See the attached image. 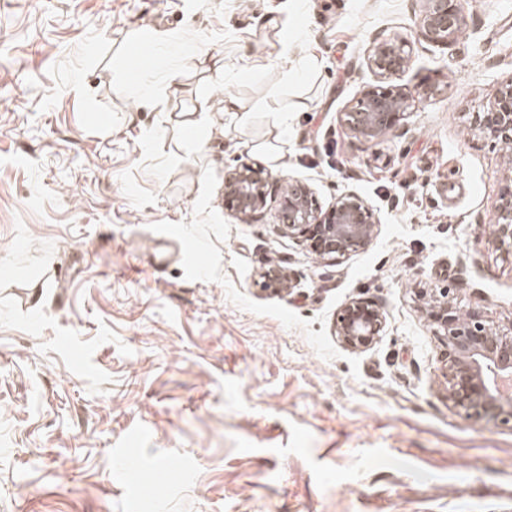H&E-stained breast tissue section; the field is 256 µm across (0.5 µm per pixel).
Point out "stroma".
Returning a JSON list of instances; mask_svg holds the SVG:
<instances>
[{"instance_id": "1", "label": "stroma", "mask_w": 512, "mask_h": 512, "mask_svg": "<svg viewBox=\"0 0 512 512\" xmlns=\"http://www.w3.org/2000/svg\"><path fill=\"white\" fill-rule=\"evenodd\" d=\"M462 5L434 43L422 0H0V512H512V428L449 407L417 296L512 324V167L471 130L512 0ZM378 38L411 106L366 142L342 114ZM257 164L365 198L371 244L320 261L275 194L232 217ZM271 262L291 290L257 286ZM352 297L386 315L365 352L333 334ZM276 183L277 178L261 165L231 170L224 178L225 207L237 220L245 222L266 204ZM493 242L502 250L512 253V189L500 199L498 217L492 230Z\"/></svg>"}]
</instances>
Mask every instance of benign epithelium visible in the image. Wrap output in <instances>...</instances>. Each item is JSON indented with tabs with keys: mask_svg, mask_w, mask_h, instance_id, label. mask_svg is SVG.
<instances>
[{
	"mask_svg": "<svg viewBox=\"0 0 512 512\" xmlns=\"http://www.w3.org/2000/svg\"><path fill=\"white\" fill-rule=\"evenodd\" d=\"M421 24L426 37L438 43L466 30L460 0H423ZM410 57L403 45L382 40L372 47L368 66L379 79L404 70ZM409 108L408 97L397 87L367 90L356 106L344 113V125L359 139L374 141L392 131ZM473 130L493 141L512 157V81L501 86L494 104L476 115ZM278 183L265 167H242L224 178V202L231 215L247 221L266 204ZM378 224L372 206L363 197L344 193L324 210L312 189L299 181L288 183L278 208V229L307 245L317 257L338 262L366 249ZM493 242L512 253V189L500 199L492 230ZM261 288L273 293L291 288L283 269L260 272ZM425 313L434 335L444 347L442 376L448 383V405L475 424L488 428L512 427V398L500 390L503 379L512 381V325L486 323L474 314H463L448 301L443 289L427 301ZM383 310L366 298L352 297L339 309L334 324L337 341L351 351L372 348L384 332Z\"/></svg>",
	"mask_w": 512,
	"mask_h": 512,
	"instance_id": "obj_1",
	"label": "benign epithelium"
}]
</instances>
